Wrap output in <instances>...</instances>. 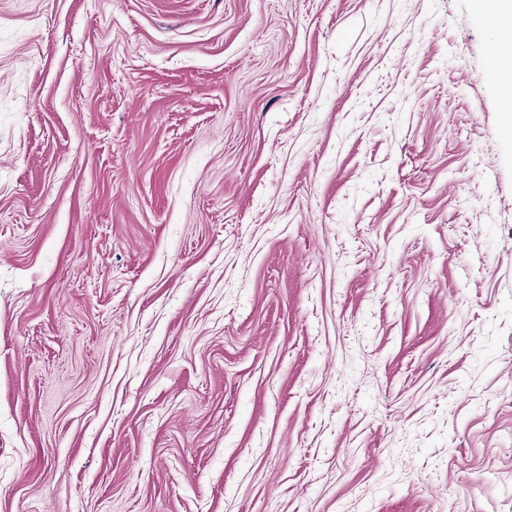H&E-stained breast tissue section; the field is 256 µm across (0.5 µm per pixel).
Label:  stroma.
<instances>
[{"mask_svg": "<svg viewBox=\"0 0 512 512\" xmlns=\"http://www.w3.org/2000/svg\"><path fill=\"white\" fill-rule=\"evenodd\" d=\"M471 0H0V512H512V130Z\"/></svg>", "mask_w": 512, "mask_h": 512, "instance_id": "35a3bbf8", "label": "stroma"}]
</instances>
